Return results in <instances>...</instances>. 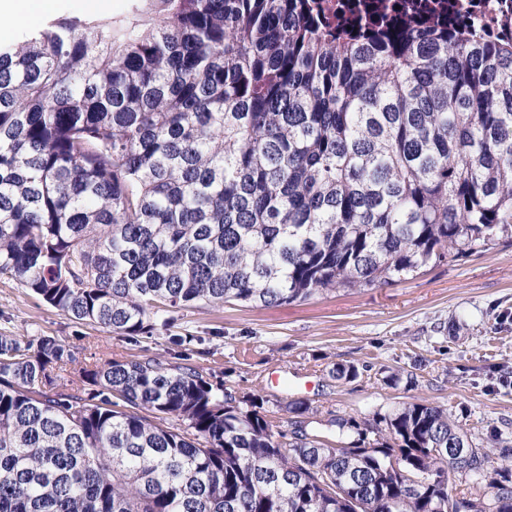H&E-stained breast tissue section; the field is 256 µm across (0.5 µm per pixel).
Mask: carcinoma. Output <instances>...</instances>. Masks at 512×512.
<instances>
[{
    "label": "carcinoma",
    "mask_w": 512,
    "mask_h": 512,
    "mask_svg": "<svg viewBox=\"0 0 512 512\" xmlns=\"http://www.w3.org/2000/svg\"><path fill=\"white\" fill-rule=\"evenodd\" d=\"M144 2L0 42V275L39 300L149 337L194 303L393 284L512 234V36ZM249 405L189 363L1 331L0 512H512V451L489 467L439 407L332 418L357 435L334 447L303 401L289 432ZM471 447L466 473L448 449Z\"/></svg>",
    "instance_id": "carcinoma-1"
}]
</instances>
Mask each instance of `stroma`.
I'll return each instance as SVG.
<instances>
[{
    "instance_id": "35a3bbf8",
    "label": "stroma",
    "mask_w": 512,
    "mask_h": 512,
    "mask_svg": "<svg viewBox=\"0 0 512 512\" xmlns=\"http://www.w3.org/2000/svg\"><path fill=\"white\" fill-rule=\"evenodd\" d=\"M52 336L89 357L194 365L242 401H263L289 429V403L311 407L313 430L331 416L373 421L406 403L447 411L474 443L512 448V240L451 254L392 285L255 308L195 303L139 341L65 316L0 277V331ZM357 370L336 377L339 365Z\"/></svg>"
}]
</instances>
